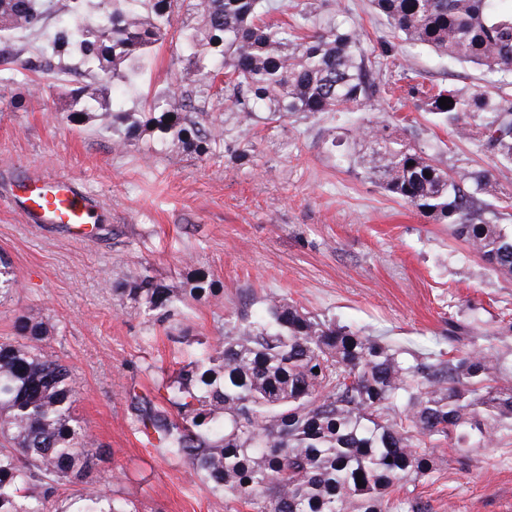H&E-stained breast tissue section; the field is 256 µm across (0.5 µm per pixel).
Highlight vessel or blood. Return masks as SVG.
<instances>
[{"label":"vessel or blood","instance_id":"obj_1","mask_svg":"<svg viewBox=\"0 0 512 512\" xmlns=\"http://www.w3.org/2000/svg\"><path fill=\"white\" fill-rule=\"evenodd\" d=\"M23 188L20 208L27 223L55 225L82 237L96 221L93 205L70 179L34 176Z\"/></svg>","mask_w":512,"mask_h":512}]
</instances>
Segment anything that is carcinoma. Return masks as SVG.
<instances>
[{
	"instance_id": "obj_1",
	"label": "carcinoma",
	"mask_w": 512,
	"mask_h": 512,
	"mask_svg": "<svg viewBox=\"0 0 512 512\" xmlns=\"http://www.w3.org/2000/svg\"><path fill=\"white\" fill-rule=\"evenodd\" d=\"M0 0V60L26 84L44 71L71 85V117L98 113L100 129L124 149L142 125L162 142L221 154L247 127L332 114L364 143L382 188L448 225L495 271L512 275V232L493 224L502 180L512 173V7L506 0H370L391 32L459 63L482 67L469 94L407 78L406 96L492 154L494 167L455 178L426 147L393 135L371 115L389 90L371 69L394 63L393 46L327 11L295 3L290 20L268 18L286 0ZM174 35L185 64L147 110L108 101L109 83L128 87L155 46ZM33 36L36 43L22 41ZM452 99L449 108L439 98ZM225 101L204 124L205 104ZM130 289L169 316L188 300L217 297L206 273L157 283L142 272ZM17 286L0 258V294ZM17 339L0 343V512H45L61 485L84 483L97 443L72 414L71 368L47 350L48 328L24 317ZM377 336L339 326L275 296L263 313H234L214 343L161 377L157 395L133 394L136 430L191 476L250 512H388L390 494L442 469L435 442L469 453L512 435V370L481 350L428 362ZM363 485H357V480ZM61 512H137L88 492Z\"/></svg>"
}]
</instances>
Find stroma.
Listing matches in <instances>:
<instances>
[{
	"instance_id": "stroma-1",
	"label": "stroma",
	"mask_w": 512,
	"mask_h": 512,
	"mask_svg": "<svg viewBox=\"0 0 512 512\" xmlns=\"http://www.w3.org/2000/svg\"><path fill=\"white\" fill-rule=\"evenodd\" d=\"M395 65L425 84L468 92L480 68L397 42ZM181 65L165 39L148 60L132 107L167 86ZM396 136L432 148L454 176L490 168V154L413 103L378 113ZM338 120L323 117L271 131L251 127L223 153L198 157L140 132L123 151L100 133L96 115L69 116L67 85L52 76L27 87L0 74V255L18 286L0 298V343L15 340L16 318L48 323L47 348L73 370V415L96 438L97 469L57 500L101 490L138 512H226L224 498L194 482L187 466L159 455L137 433L132 393L154 394L188 348L211 342L225 317L257 313L269 295L338 325L383 337L417 355L461 348L512 364V277L487 268L447 225L384 191L356 162ZM73 180L99 214L91 236L27 224L10 199L28 175ZM162 283L209 273L217 299L191 303L183 318L149 310L122 294L133 272ZM447 467L416 479L409 492L427 512H512V436L460 457L447 443Z\"/></svg>"
}]
</instances>
